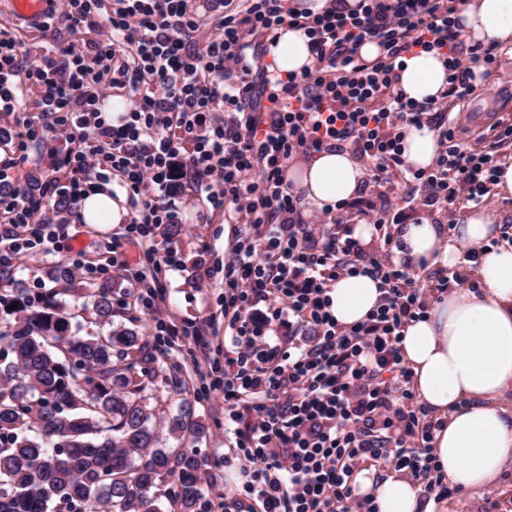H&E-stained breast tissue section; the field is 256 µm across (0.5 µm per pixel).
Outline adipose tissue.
<instances>
[{"label":"adipose tissue","instance_id":"ef3b65f1","mask_svg":"<svg viewBox=\"0 0 512 512\" xmlns=\"http://www.w3.org/2000/svg\"><path fill=\"white\" fill-rule=\"evenodd\" d=\"M461 30L474 42L512 43V0H467L460 13ZM281 76L301 73L311 63L303 32L285 28L271 48ZM448 70L441 54L416 50L405 58L399 87L420 104L441 97ZM406 163L432 167L438 137L429 126L409 127L402 143ZM366 176L349 152L324 150L291 166L289 181L317 208L335 207L353 198ZM79 216L86 224H120L128 217L126 193L114 182L90 189ZM499 216L492 210L469 213L464 223L447 227L420 219L398 227L396 258L410 262L419 274L453 268L465 246L483 247L477 287L424 288L422 318L404 328L401 355L412 372L411 385L439 427L433 448L441 474L452 485L478 492L512 467V243H493ZM332 312L344 326L375 309L379 291L367 276L337 280L331 290ZM352 485L371 499L376 512H445L435 497L399 471L363 467Z\"/></svg>","mask_w":512,"mask_h":512}]
</instances>
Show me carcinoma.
<instances>
[{
  "instance_id": "carcinoma-1",
  "label": "carcinoma",
  "mask_w": 512,
  "mask_h": 512,
  "mask_svg": "<svg viewBox=\"0 0 512 512\" xmlns=\"http://www.w3.org/2000/svg\"><path fill=\"white\" fill-rule=\"evenodd\" d=\"M11 302L15 323L0 330V512H198L197 449L155 447L164 404L142 396L154 346L130 327L80 335L51 291ZM112 311L99 289L95 317ZM168 423L192 442L205 434L189 406Z\"/></svg>"
}]
</instances>
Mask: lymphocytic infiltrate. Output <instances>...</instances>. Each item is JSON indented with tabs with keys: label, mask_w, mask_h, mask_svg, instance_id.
Instances as JSON below:
<instances>
[{
	"label": "lymphocytic infiltrate",
	"mask_w": 512,
	"mask_h": 512,
	"mask_svg": "<svg viewBox=\"0 0 512 512\" xmlns=\"http://www.w3.org/2000/svg\"><path fill=\"white\" fill-rule=\"evenodd\" d=\"M464 4L327 0L313 12L287 0H224L223 14L211 19L190 0H64L74 38L62 59L22 66L15 40L0 37V112L14 115L17 137L75 145L65 159L68 182L49 179L38 193L0 198L8 218L0 270L31 250L58 252L63 228L45 223L42 211L56 197L79 204L87 171L124 177L136 214L113 239L108 262L88 263L80 249L67 261L89 282L109 272L134 277L157 347L190 341L216 372L209 388L224 395V466L238 475L224 491L232 512H376L350 483L368 460L390 463L425 492L457 493L435 463L437 423L417 401L400 353L403 329L423 304L410 266L391 259L407 215L390 191L406 186L436 208L491 200L494 149L512 143V121L491 125L489 150H471L461 139L453 103L471 93L474 65L489 71L498 57L496 43L464 40L457 22ZM102 23L106 38L82 39ZM286 27L304 32L310 66L284 78L245 64L253 41L277 44ZM366 43L379 49L369 62L358 54ZM416 48L440 53L448 65L444 98L426 106L398 87L403 59ZM104 78L132 103L113 120L99 93ZM28 82L42 89L35 119L22 113ZM424 124L437 131L439 153L432 168L415 169L403 158L404 130ZM185 138L194 146L184 156ZM326 148L351 150L371 176L354 200L308 215L288 166ZM176 167L236 227L223 266L206 270L223 277V303L205 321L183 326L164 310L159 279L134 273L126 255L136 243L154 271L179 267L176 248L160 255L152 245L158 225L177 218L168 199ZM360 222L375 230L374 254L354 236ZM358 275L377 280L379 303L343 326L329 293L336 280ZM218 325L222 360L213 358L209 339ZM276 326L287 328L288 343L272 342Z\"/></svg>",
	"instance_id": "lymphocytic-infiltrate-1"
}]
</instances>
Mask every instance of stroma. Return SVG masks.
<instances>
[{
  "label": "stroma",
  "instance_id": "stroma-1",
  "mask_svg": "<svg viewBox=\"0 0 512 512\" xmlns=\"http://www.w3.org/2000/svg\"><path fill=\"white\" fill-rule=\"evenodd\" d=\"M0 32L8 34L21 46L23 61L31 65L41 58L53 54L60 45L71 41L72 34L60 12H53L46 25L36 33L27 32L16 26L8 16L0 14ZM491 83L475 84L473 92L454 105L460 121L468 129L465 142L472 149L487 148L483 137L485 129L500 115L512 114V45L500 48L496 69L491 72ZM71 143L58 141L55 145H44L34 141L20 143L15 134V118L0 114V170L5 179L0 180V194L9 195L16 190L28 189L31 177H57L66 180L68 171L63 166L64 156L71 150ZM171 201L178 212L179 220L175 231L169 235H155L158 250L175 246L181 265L177 268H163L160 275L164 287L166 305L178 324L196 323L216 309L224 291L221 281L202 276L201 265L223 264L226 251L224 239L230 227L220 213L209 212V204L190 178L180 180L179 189ZM46 217L50 222L63 223L65 236L60 253L46 256L33 251L18 260L13 273L0 275V297L11 299L16 290L36 294L41 289H52L51 276L54 270L66 263L65 248L82 249L86 258L93 263L105 262L108 253L106 245L113 234L123 232L120 224H85L79 218L78 209L48 206ZM108 287L112 290L114 306L111 322L101 323L100 332L111 327L133 326L140 335L153 334L150 315L137 302V291L130 281L103 276L95 283L76 279L73 289L64 297L69 312L75 321L87 323L92 318V294L97 289ZM165 368L176 369L186 382L182 387L169 386L164 377L148 380V393L164 398L166 412L155 422L159 433V447L175 452L182 448L181 438L168 431L167 418L176 414L182 402H189L206 433L197 443L204 460L201 470L203 497L199 512H224V485L234 482L237 475L224 468V400L221 395H203L201 382L193 370V359L187 347L175 348L168 354ZM499 502L503 512H512V470L505 471L498 482L477 493L461 492L448 500V512H490L491 502Z\"/></svg>",
  "mask_w": 512,
  "mask_h": 512
}]
</instances>
